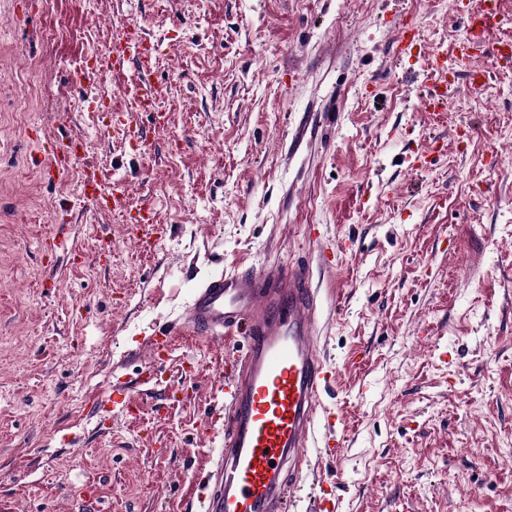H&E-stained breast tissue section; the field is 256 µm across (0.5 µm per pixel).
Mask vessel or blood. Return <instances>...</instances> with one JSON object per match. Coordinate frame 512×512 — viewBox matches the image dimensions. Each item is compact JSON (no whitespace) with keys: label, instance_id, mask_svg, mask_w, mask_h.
<instances>
[{"label":"vessel or blood","instance_id":"1","mask_svg":"<svg viewBox=\"0 0 512 512\" xmlns=\"http://www.w3.org/2000/svg\"><path fill=\"white\" fill-rule=\"evenodd\" d=\"M494 6L470 14V29L458 43L460 60L484 57L512 60V43H492L488 31ZM418 36L402 24L395 40L399 58L415 60L426 82L425 111L441 108L448 86V63L415 55ZM155 44L133 24L104 52V66L114 76L137 63L135 108L165 118L164 87L153 78ZM45 171L61 179L81 169V196L97 211L116 209L127 194L122 183H108L98 166L83 163L85 142L73 136L52 140ZM111 191H104V184ZM317 289L305 264H272L234 274L217 273L202 282L188 306L186 322L197 333L224 341L230 348L224 367V468L207 498V512H286L307 462L309 450L324 459L338 458L344 444L336 423L321 419L322 388L335 376L321 355ZM324 434H317V427Z\"/></svg>","mask_w":512,"mask_h":512}]
</instances>
